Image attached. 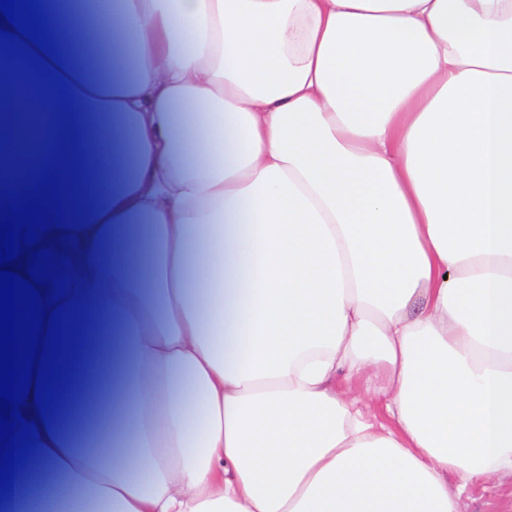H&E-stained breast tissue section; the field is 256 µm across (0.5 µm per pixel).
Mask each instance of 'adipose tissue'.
I'll return each instance as SVG.
<instances>
[{
    "label": "adipose tissue",
    "mask_w": 512,
    "mask_h": 512,
    "mask_svg": "<svg viewBox=\"0 0 512 512\" xmlns=\"http://www.w3.org/2000/svg\"><path fill=\"white\" fill-rule=\"evenodd\" d=\"M87 10L85 220L42 240L89 323L0 512L36 472L53 512H458L512 475V0ZM39 111L30 169L57 113L0 85L7 138ZM101 369L89 451L66 406Z\"/></svg>",
    "instance_id": "1"
}]
</instances>
